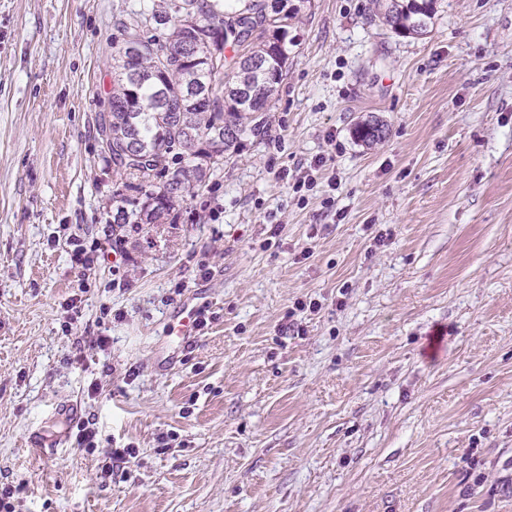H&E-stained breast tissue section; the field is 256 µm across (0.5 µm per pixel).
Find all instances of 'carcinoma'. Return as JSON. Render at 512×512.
<instances>
[{"label":"carcinoma","instance_id":"1","mask_svg":"<svg viewBox=\"0 0 512 512\" xmlns=\"http://www.w3.org/2000/svg\"><path fill=\"white\" fill-rule=\"evenodd\" d=\"M397 35L429 32L438 0H375ZM301 5L292 0H147L142 23L123 27L110 112L98 128L105 158L130 191L113 223L157 224L174 203L224 163L251 118L264 112L288 72V37ZM192 45L187 49L186 45ZM248 46L245 53H230ZM375 117L355 138L386 137Z\"/></svg>","mask_w":512,"mask_h":512}]
</instances>
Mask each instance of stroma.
<instances>
[{"label": "stroma", "instance_id": "obj_1", "mask_svg": "<svg viewBox=\"0 0 512 512\" xmlns=\"http://www.w3.org/2000/svg\"><path fill=\"white\" fill-rule=\"evenodd\" d=\"M138 8L0 0L15 512H512V0H440L421 37L371 22L372 0H304L263 133L176 223L116 230L98 123ZM321 155L305 196L281 180ZM193 306L208 326L178 345ZM36 430L65 440L37 456ZM385 124L376 117L364 119L358 122L354 128L355 138L365 145H373L381 142L386 137Z\"/></svg>", "mask_w": 512, "mask_h": 512}]
</instances>
